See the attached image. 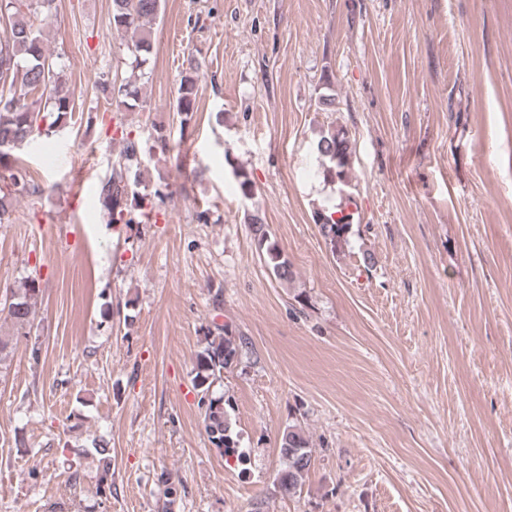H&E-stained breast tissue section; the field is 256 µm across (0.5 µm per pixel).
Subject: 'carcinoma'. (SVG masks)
I'll return each mask as SVG.
<instances>
[{"label":"carcinoma","mask_w":512,"mask_h":512,"mask_svg":"<svg viewBox=\"0 0 512 512\" xmlns=\"http://www.w3.org/2000/svg\"><path fill=\"white\" fill-rule=\"evenodd\" d=\"M2 2L6 11L0 10V22L5 25L4 36L0 37L1 167L12 159L17 147L41 132V124H46L50 130L72 118L75 112L74 92L69 89L61 55L46 48L43 31L29 19L32 12L45 20L52 17L57 11V0H0ZM162 11L163 0H112V27L130 34L129 76L118 85L103 84V94L110 97L116 92L133 102L138 100L137 83L144 75L153 49L151 26L160 19ZM206 68V59L198 52H190L184 58V75L176 98L179 114L188 117L196 111L197 86L205 77ZM317 151L322 158L324 177L343 186L349 185L352 143L348 131L341 127L322 130ZM142 153V141L129 132H121V149L112 172L98 187L99 201L114 224H133L138 217L147 216L145 212L136 215L122 208L128 199L135 201V206H141L138 191L127 180L125 171L139 163ZM24 189L25 173L18 167L10 174V183L0 186V224L10 220L12 195ZM353 218L354 212L346 205L329 214L315 212L314 223L331 251L348 246ZM247 220L270 272L281 281H293L292 264L272 240L268 225L256 215L247 216ZM39 292V282L30 278L0 304V312L13 328L12 333L0 335V369L6 365L20 339L30 333L36 319ZM217 331L216 336H204V346L196 355L193 387L200 395L209 443L224 455H233L244 463L247 457L239 452V434L227 410L230 401L214 392L224 371L240 361L243 340L227 335L220 327ZM92 448L103 472H109L112 457L108 443L95 439ZM278 448L283 467L277 474L274 488L283 496L294 497L301 492L312 465V443L299 418H293L283 429Z\"/></svg>","instance_id":"cac0c4a2"}]
</instances>
